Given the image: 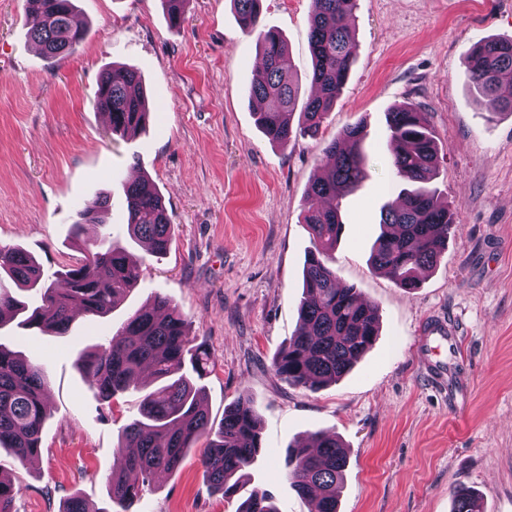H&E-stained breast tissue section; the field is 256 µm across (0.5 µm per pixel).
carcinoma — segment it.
<instances>
[{"label":"carcinoma","mask_w":512,"mask_h":512,"mask_svg":"<svg viewBox=\"0 0 512 512\" xmlns=\"http://www.w3.org/2000/svg\"><path fill=\"white\" fill-rule=\"evenodd\" d=\"M186 2L162 0L171 27L184 22ZM231 2L241 28L257 33L261 63L252 74L248 94L262 104L257 122L264 135L286 147L299 136L318 134L349 77L356 0H311L309 47L316 93L302 104L298 80L285 68V40L272 29L259 28L261 0ZM26 11L36 19L28 37L45 57L63 58L83 41L84 30L75 23V0H26ZM467 68L476 91L495 100L499 110L512 113V96H498L502 86L512 84V39L480 42L467 59ZM96 106L108 114L112 134L120 137L138 135L149 122L141 76L131 68L114 66L102 73ZM386 125L393 173L408 185L382 210L383 230L370 265L411 291L419 287V271L436 266L447 250L455 214L432 187L438 175V145L427 113L405 102L386 113ZM363 130L359 122L327 145L328 169L309 188L303 223L313 249L303 266L300 326L273 361L275 375L290 385L317 390L336 382L378 336L376 307L361 298L356 288L339 284L330 265L344 228L339 201L365 175ZM124 193L130 239L147 243L155 255L165 253L171 219L162 195L146 179L128 183ZM109 207L108 195L83 202L72 225L74 236L81 237L87 224H96L103 232L84 245L82 257L51 274L30 253L0 245V279L6 276L17 289L37 296L30 308L0 282V326L16 319L20 328L62 336L75 311L103 317L137 285L143 261L112 239L105 223ZM210 363L209 351L201 344L192 345L183 314L160 293L129 316L106 342L79 352L76 365L84 382L104 401L141 388L146 371L161 382L144 394L140 418L123 430L122 452L109 490L116 512H130L153 477L178 470L187 450L203 438L201 465L212 489L226 499L245 489V470L262 449L258 413L253 400L241 395L224 406L220 426L214 428L197 385L208 374ZM47 388L43 367L0 344V449L7 450L14 466L28 464L40 452ZM285 464L293 487L315 504L314 512H337L348 458L336 436L316 433L311 442L289 447ZM20 492V485L4 474L0 462V512H13ZM62 512L108 510L93 508L75 495ZM239 512L276 509L267 493L253 490ZM452 512H482L480 498L456 490Z\"/></svg>","instance_id":"obj_1"}]
</instances>
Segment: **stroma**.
<instances>
[{"mask_svg":"<svg viewBox=\"0 0 512 512\" xmlns=\"http://www.w3.org/2000/svg\"><path fill=\"white\" fill-rule=\"evenodd\" d=\"M87 33L76 51L44 57L28 39L25 0H0V244L52 271L78 256L71 226L98 194L111 197L115 240L130 243L123 192L148 178L171 218L163 256L109 315L79 316L63 336L14 323L0 343L45 364L49 416L41 454L13 476L16 512H59L73 494L106 512L124 427L141 392L105 402L85 385L79 351L104 342L155 294L169 297L190 335L213 355L203 381L213 422L238 396L257 407L264 448L249 469L278 512H313L284 466L288 445L336 434L349 459L339 512H451L454 490L479 492L483 512H512V114L477 95L466 60L482 40L512 39V0H356L349 80L316 137L273 145L248 85L260 62L255 36L231 0H190L170 27L161 0H77ZM310 0H262L260 26L286 39L302 96L311 87ZM137 68L152 116L146 132L112 135L95 105L101 73ZM428 114L439 145L434 185L457 212L448 251L407 292L368 262L381 209L400 180L386 146V114L401 103ZM364 123L366 175L342 202L332 254L341 283L380 317L373 348L335 384L290 385L272 360L299 327L302 269L311 248L302 222L324 148ZM457 321L461 359L448 385L417 353L432 315ZM203 444L153 481L137 512H237L209 486Z\"/></svg>","mask_w":512,"mask_h":512,"instance_id":"stroma-1","label":"stroma"}]
</instances>
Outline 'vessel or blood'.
I'll return each instance as SVG.
<instances>
[{"label": "vessel or blood", "mask_w": 512, "mask_h": 512, "mask_svg": "<svg viewBox=\"0 0 512 512\" xmlns=\"http://www.w3.org/2000/svg\"><path fill=\"white\" fill-rule=\"evenodd\" d=\"M417 351L426 374L439 383H446L460 348L457 330L446 317L432 316L421 328Z\"/></svg>", "instance_id": "b4317fda"}]
</instances>
